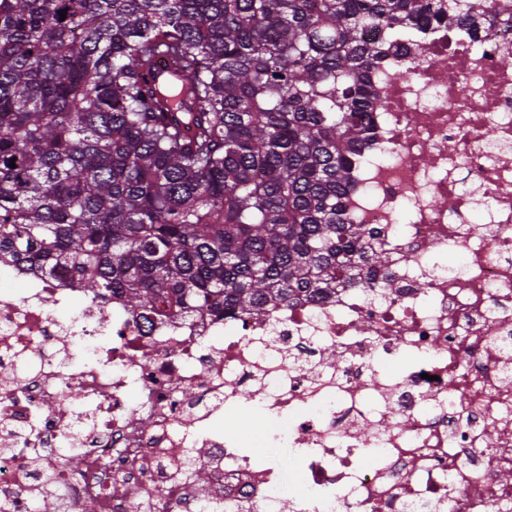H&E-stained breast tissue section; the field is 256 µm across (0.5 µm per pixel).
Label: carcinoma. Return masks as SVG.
Instances as JSON below:
<instances>
[{"label":"carcinoma","mask_w":512,"mask_h":512,"mask_svg":"<svg viewBox=\"0 0 512 512\" xmlns=\"http://www.w3.org/2000/svg\"><path fill=\"white\" fill-rule=\"evenodd\" d=\"M511 4L0 0V257L150 322L391 288L344 214L384 107L369 72L389 48L362 32ZM160 54L180 81L147 80Z\"/></svg>","instance_id":"obj_1"}]
</instances>
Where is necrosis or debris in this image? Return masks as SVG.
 <instances>
[{"mask_svg":"<svg viewBox=\"0 0 512 512\" xmlns=\"http://www.w3.org/2000/svg\"><path fill=\"white\" fill-rule=\"evenodd\" d=\"M365 36L393 47L345 210L395 287L148 326L0 258V512L49 472L97 512H512V14Z\"/></svg>","mask_w":512,"mask_h":512,"instance_id":"obj_1","label":"necrosis or debris"}]
</instances>
